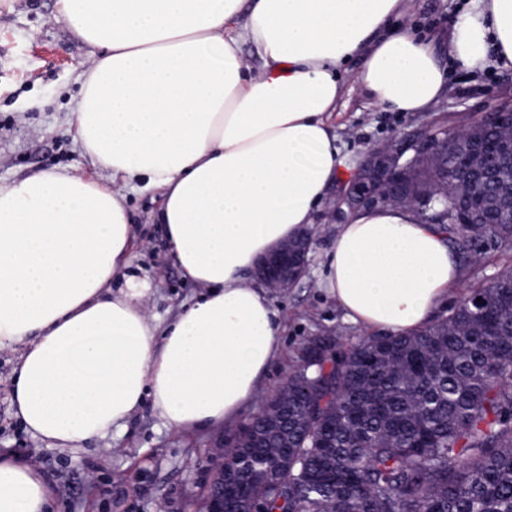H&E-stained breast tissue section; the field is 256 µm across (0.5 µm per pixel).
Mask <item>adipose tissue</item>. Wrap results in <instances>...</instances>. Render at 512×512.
Instances as JSON below:
<instances>
[{"mask_svg":"<svg viewBox=\"0 0 512 512\" xmlns=\"http://www.w3.org/2000/svg\"><path fill=\"white\" fill-rule=\"evenodd\" d=\"M410 0H56L88 49L67 123L108 181L37 170L0 184V349L19 353L11 407L52 448L123 437L143 405L168 429L230 425L283 355L258 260L311 228L349 168L331 119L353 87L427 112L444 63L512 69V0H458L447 38L395 27ZM262 62L253 69L244 46ZM151 194L183 276L176 317L116 290L134 253L128 194ZM461 271L444 228L414 208L364 207L341 225L324 279L345 317L406 335ZM45 474L0 454V512H50Z\"/></svg>","mask_w":512,"mask_h":512,"instance_id":"1","label":"adipose tissue"}]
</instances>
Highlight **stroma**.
Listing matches in <instances>:
<instances>
[{
    "instance_id": "1",
    "label": "stroma",
    "mask_w": 512,
    "mask_h": 512,
    "mask_svg": "<svg viewBox=\"0 0 512 512\" xmlns=\"http://www.w3.org/2000/svg\"><path fill=\"white\" fill-rule=\"evenodd\" d=\"M455 0H413L408 26L447 30ZM55 0H0V183L37 169L60 167L87 172L91 165L68 130L66 116L79 102V75L87 66L85 47L55 23ZM448 92L432 111L391 112L356 91L340 102L332 126L342 148L358 166L375 146L397 142L405 151L438 129L455 131L486 113L512 105V70L469 73L449 67ZM340 189H332L315 217V241L308 272L274 303L283 319L284 355L263 376L259 394L244 416L259 411L282 385L303 343L333 333L346 348L366 337L345 319L322 282L325 256L347 209H336ZM135 239L129 275L147 283L150 312L167 318L197 293L169 255L163 228L155 224L157 204L134 195L128 202ZM461 290L491 279L512 266L488 237L470 240L459 252ZM16 355L0 350V451L13 450L45 472L52 512H199L208 482L205 463L215 440L228 437L217 426L195 432L165 429L150 408L133 419L127 434L91 442L80 451L47 447L14 417L10 388Z\"/></svg>"
}]
</instances>
